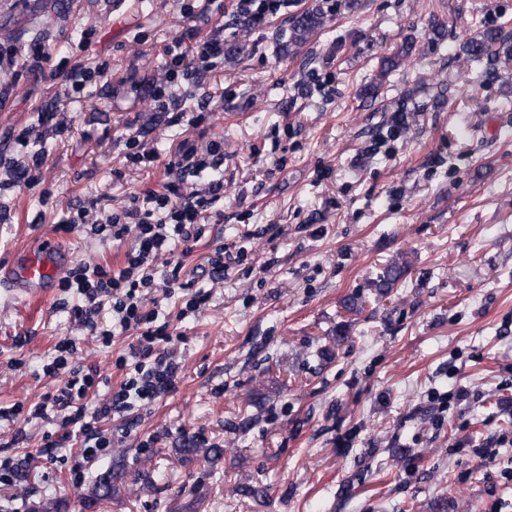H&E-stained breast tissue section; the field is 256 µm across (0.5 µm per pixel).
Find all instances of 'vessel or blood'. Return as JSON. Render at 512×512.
<instances>
[{
	"mask_svg": "<svg viewBox=\"0 0 512 512\" xmlns=\"http://www.w3.org/2000/svg\"><path fill=\"white\" fill-rule=\"evenodd\" d=\"M69 255L67 246L46 236L0 265V286L19 293H41L53 287Z\"/></svg>",
	"mask_w": 512,
	"mask_h": 512,
	"instance_id": "obj_1",
	"label": "vessel or blood"
}]
</instances>
